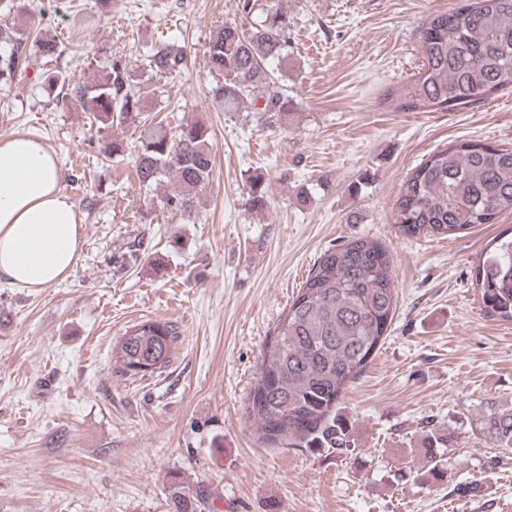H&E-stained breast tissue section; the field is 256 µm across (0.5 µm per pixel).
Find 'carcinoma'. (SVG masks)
Listing matches in <instances>:
<instances>
[{
	"mask_svg": "<svg viewBox=\"0 0 512 512\" xmlns=\"http://www.w3.org/2000/svg\"><path fill=\"white\" fill-rule=\"evenodd\" d=\"M245 22L226 23L208 42L210 70L219 77L213 101L236 112L247 99L264 100L260 112H278L293 121V99L279 82L291 57L289 32L294 18L276 4L238 0ZM424 63L417 75L385 91L379 105L395 112H429L470 105L512 88V0H462L448 11L430 14L418 33ZM58 56L54 39L31 36L0 24V87L23 78L34 54ZM145 66L159 76L186 66L183 47L156 41L145 50ZM68 108L93 113L105 128L134 121L142 127L134 166L142 184L174 177L177 187L164 207L183 216L194 212L198 188L213 166V137L206 124L184 116L173 128L155 121L149 98L134 85L125 60L111 58L91 83L68 87L57 98ZM104 157L126 151L116 137L98 142ZM396 217L407 236H446L489 224L512 211V149L462 142L433 153L402 182ZM484 310L512 321V238L498 244L478 266ZM395 294L391 263L377 242L356 239L326 251L281 316L264 346L256 381L244 406L257 442L355 451L348 421L337 414L347 389L378 349L392 321ZM180 339L166 321H142L127 328L112 347L113 370L121 375L161 374ZM487 431L501 453L512 455V410H491ZM448 435L425 432L418 454L424 465L409 470L420 483L448 479L442 448ZM172 512H215L199 486L173 481Z\"/></svg>",
	"mask_w": 512,
	"mask_h": 512,
	"instance_id": "obj_1",
	"label": "carcinoma"
}]
</instances>
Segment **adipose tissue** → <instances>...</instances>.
<instances>
[{
    "label": "adipose tissue",
    "instance_id": "obj_1",
    "mask_svg": "<svg viewBox=\"0 0 512 512\" xmlns=\"http://www.w3.org/2000/svg\"><path fill=\"white\" fill-rule=\"evenodd\" d=\"M40 140H0V281L41 291L65 280L83 245V217Z\"/></svg>",
    "mask_w": 512,
    "mask_h": 512
}]
</instances>
